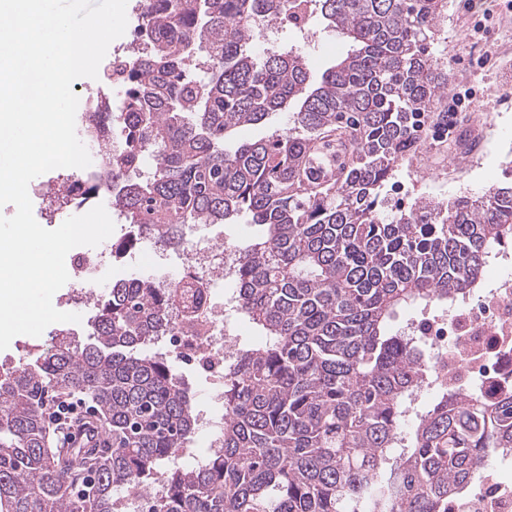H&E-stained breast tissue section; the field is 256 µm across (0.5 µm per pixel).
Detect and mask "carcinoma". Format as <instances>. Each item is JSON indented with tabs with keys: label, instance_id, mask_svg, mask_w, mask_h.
Masks as SVG:
<instances>
[{
	"label": "carcinoma",
	"instance_id": "carcinoma-1",
	"mask_svg": "<svg viewBox=\"0 0 512 512\" xmlns=\"http://www.w3.org/2000/svg\"><path fill=\"white\" fill-rule=\"evenodd\" d=\"M140 0L123 88L98 125L100 194L136 234L171 250L193 224L258 233L241 248L240 307L263 340L224 377V453L176 465L197 427L190 389L152 341L171 329L175 293L149 275L95 297L91 342L63 332L0 376V512H115L114 490L166 472L155 512H448L478 487L491 448H512V392L498 401L424 385L399 311L480 287L512 244V184L444 203H388L398 162L448 130V71L428 50L447 0ZM309 3L346 44L320 77L303 51L256 54L241 20L292 22ZM288 127L235 145L243 126ZM152 174L133 181L147 155ZM103 414L112 450L93 490L71 497L86 462L50 448L51 394Z\"/></svg>",
	"mask_w": 512,
	"mask_h": 512
}]
</instances>
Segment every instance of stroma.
Listing matches in <instances>:
<instances>
[{
  "label": "stroma",
  "mask_w": 512,
  "mask_h": 512,
  "mask_svg": "<svg viewBox=\"0 0 512 512\" xmlns=\"http://www.w3.org/2000/svg\"><path fill=\"white\" fill-rule=\"evenodd\" d=\"M447 16L435 27L431 51L448 70V99L471 90L463 112L485 124L482 155L449 154L438 147L421 148L401 162L387 190L404 204L477 195L512 181V29L497 18L512 16V0H449ZM312 40L306 53L313 75L332 64L344 46L335 30L311 17Z\"/></svg>",
  "instance_id": "obj_1"
}]
</instances>
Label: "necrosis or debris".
Masks as SVG:
<instances>
[{
  "label": "necrosis or debris",
  "instance_id": "necrosis-or-debris-1",
  "mask_svg": "<svg viewBox=\"0 0 512 512\" xmlns=\"http://www.w3.org/2000/svg\"><path fill=\"white\" fill-rule=\"evenodd\" d=\"M185 261L177 273L163 264H156L154 278L160 287L185 290L195 283L206 289L197 310L205 333L191 339L184 331L183 312L169 311L172 329L164 341L188 363H195L210 372L217 383L224 380V366L233 359L240 342L238 332L229 327L231 313L238 310L235 273L240 263L237 247L222 238L189 242ZM500 275L489 287L479 289L459 305L439 314H426L409 320L405 334L426 346L430 377L428 387L449 380L458 393L480 392L492 400L512 390V252L501 250L497 256ZM222 282L226 289L222 299H215L211 286ZM211 414H198L197 428L204 433L203 447L187 445L179 449L178 458L191 467L206 466L224 445V393H209ZM448 512H512V451L498 454L490 476L476 490L448 500Z\"/></svg>",
  "mask_w": 512,
  "mask_h": 512
}]
</instances>
